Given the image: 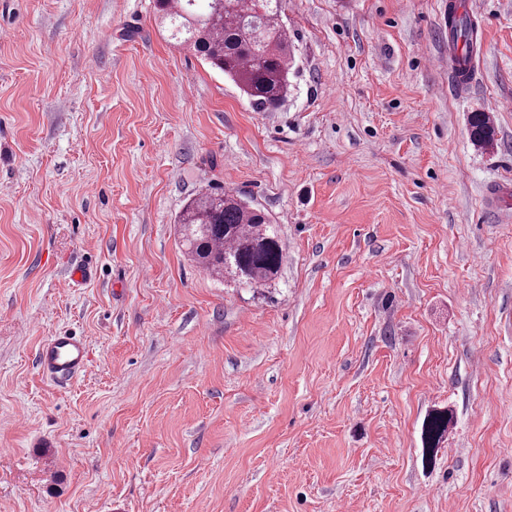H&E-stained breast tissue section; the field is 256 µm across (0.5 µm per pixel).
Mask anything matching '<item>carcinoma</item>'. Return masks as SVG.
<instances>
[{
  "label": "carcinoma",
  "instance_id": "cac0c4a2",
  "mask_svg": "<svg viewBox=\"0 0 512 512\" xmlns=\"http://www.w3.org/2000/svg\"><path fill=\"white\" fill-rule=\"evenodd\" d=\"M158 0L171 36L203 56L211 67L234 80L259 108H273L290 91L292 57L288 32L278 22L280 0H265L264 14L254 0ZM449 34L470 47L472 23L465 15L448 20ZM477 144L493 140L494 128L483 112L470 117ZM182 246L210 275L250 286L274 280L284 261L278 231L266 214L237 192L212 189L193 198L178 220ZM451 422L448 411L433 410L424 419L422 450L430 460L441 447Z\"/></svg>",
  "mask_w": 512,
  "mask_h": 512
}]
</instances>
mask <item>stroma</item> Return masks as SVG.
I'll return each instance as SVG.
<instances>
[{
  "mask_svg": "<svg viewBox=\"0 0 512 512\" xmlns=\"http://www.w3.org/2000/svg\"><path fill=\"white\" fill-rule=\"evenodd\" d=\"M479 6L460 95L448 0H281L259 110L156 0H0V512H512V0ZM216 186L279 226L275 281L185 255ZM472 24H474L476 30L481 29V14L475 9L473 1L470 3V19L466 15H454L448 20L450 36L456 40L462 39L468 49H470ZM450 36L448 35V62L451 63L450 68H448V87L456 93H462L475 76L480 60V51L478 53L472 52L466 63L462 64L460 63L462 46ZM470 136L477 144H489L493 140L494 128L483 112H476L470 117ZM87 338L67 332L51 336L38 351V366L51 378L70 380L82 374L88 364ZM451 422L448 410H432L424 419L421 430L422 450L425 459L431 460L441 447Z\"/></svg>",
  "mask_w": 512,
  "mask_h": 512,
  "instance_id": "35a3bbf8",
  "label": "stroma"
}]
</instances>
